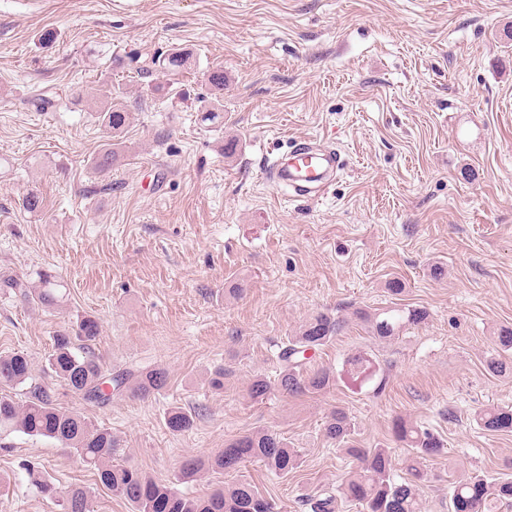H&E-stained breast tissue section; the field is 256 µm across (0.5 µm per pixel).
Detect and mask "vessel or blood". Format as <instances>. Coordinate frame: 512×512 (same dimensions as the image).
Masks as SVG:
<instances>
[{"label":"vessel or blood","instance_id":"obj_1","mask_svg":"<svg viewBox=\"0 0 512 512\" xmlns=\"http://www.w3.org/2000/svg\"><path fill=\"white\" fill-rule=\"evenodd\" d=\"M339 168L335 149H325L312 139L296 140L287 157H266V178L276 187L287 189L290 197H320Z\"/></svg>","mask_w":512,"mask_h":512}]
</instances>
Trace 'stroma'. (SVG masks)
Here are the masks:
<instances>
[{"mask_svg":"<svg viewBox=\"0 0 512 512\" xmlns=\"http://www.w3.org/2000/svg\"><path fill=\"white\" fill-rule=\"evenodd\" d=\"M173 49L190 68L137 75L133 58ZM217 67L220 127L197 110ZM106 83L132 114L115 138L95 120ZM78 88L82 103L67 105ZM303 137L343 159L315 200L259 176L265 153ZM110 141L118 160L101 173L92 161ZM32 188L35 213L22 207ZM42 269L62 302L46 310L0 285V355L28 354L59 407L110 429L116 462L188 496L248 479L279 512H303L302 498L351 468L323 434L332 409L361 447L389 449L399 475L400 416L442 438L419 498L422 512H448L459 478L512 475V432L473 419L512 406V373L484 366L512 328V0H0V282ZM396 304L429 317L389 341L348 322L310 361L336 372L329 390L248 397L315 312ZM83 316L99 323L90 347L105 377L161 368L167 387L102 404L72 393L46 358ZM355 354L371 362L358 377L346 371ZM173 406L193 412L188 431L166 428ZM258 430L297 448L300 468L281 478L253 462L179 481L184 460ZM30 465L61 491L88 490L93 512H129L78 456L20 432L0 436V512H64Z\"/></svg>","mask_w":512,"mask_h":512,"instance_id":"1","label":"stroma"}]
</instances>
